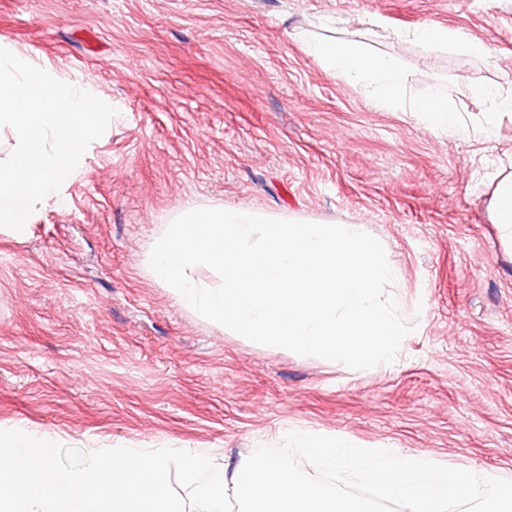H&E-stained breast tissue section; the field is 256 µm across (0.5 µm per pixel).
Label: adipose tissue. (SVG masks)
Returning <instances> with one entry per match:
<instances>
[{
    "mask_svg": "<svg viewBox=\"0 0 512 512\" xmlns=\"http://www.w3.org/2000/svg\"><path fill=\"white\" fill-rule=\"evenodd\" d=\"M415 37L428 51L449 50L477 59L491 53L484 42L461 38L448 28L433 24L419 28ZM303 48L333 77L359 85L385 108H409L441 134L468 137L469 128L459 113L435 93L409 100L410 75L396 57L376 52L353 37L307 38ZM493 181L496 189L489 204L491 219L500 228L503 244L512 247V171L497 170Z\"/></svg>",
    "mask_w": 512,
    "mask_h": 512,
    "instance_id": "adipose-tissue-1",
    "label": "adipose tissue"
}]
</instances>
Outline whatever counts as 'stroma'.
<instances>
[{
  "label": "stroma",
  "instance_id": "1",
  "mask_svg": "<svg viewBox=\"0 0 512 512\" xmlns=\"http://www.w3.org/2000/svg\"><path fill=\"white\" fill-rule=\"evenodd\" d=\"M438 24L484 60L428 52ZM359 36L438 91L467 124L479 85L512 72V0H0L27 62L116 108L22 238L0 231V429L71 448L173 442L239 459L285 429L344 435L512 480V255L481 161L495 143L382 108L302 49ZM201 207L360 224L400 271L415 329L367 370L224 331L180 306L149 256ZM415 37L419 45L427 51H453L477 59H486L491 50L480 40L463 39L446 27L433 24L419 28Z\"/></svg>",
  "mask_w": 512,
  "mask_h": 512
}]
</instances>
